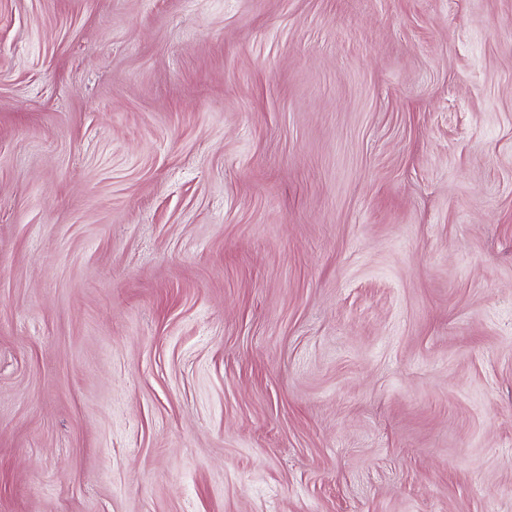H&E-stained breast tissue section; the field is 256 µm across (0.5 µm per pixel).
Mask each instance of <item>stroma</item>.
<instances>
[{"instance_id":"stroma-1","label":"stroma","mask_w":512,"mask_h":512,"mask_svg":"<svg viewBox=\"0 0 512 512\" xmlns=\"http://www.w3.org/2000/svg\"><path fill=\"white\" fill-rule=\"evenodd\" d=\"M0 512H512V0H0Z\"/></svg>"}]
</instances>
